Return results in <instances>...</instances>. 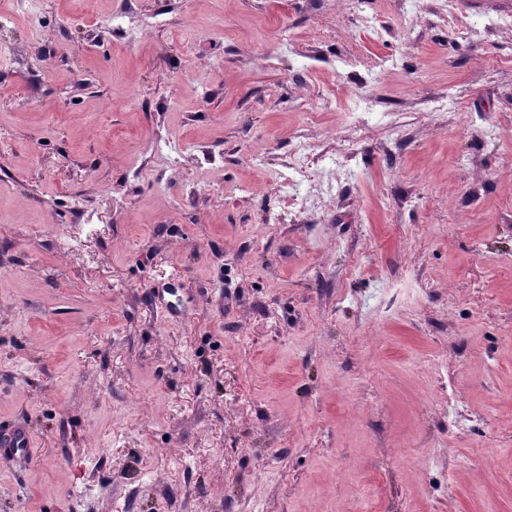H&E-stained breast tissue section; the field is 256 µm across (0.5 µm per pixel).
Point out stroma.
I'll return each mask as SVG.
<instances>
[{"label":"stroma","instance_id":"35a3bbf8","mask_svg":"<svg viewBox=\"0 0 512 512\" xmlns=\"http://www.w3.org/2000/svg\"><path fill=\"white\" fill-rule=\"evenodd\" d=\"M16 424L0 512H512V0H0ZM32 437L26 427L11 426L0 429L1 455L28 459L32 453Z\"/></svg>","mask_w":512,"mask_h":512}]
</instances>
